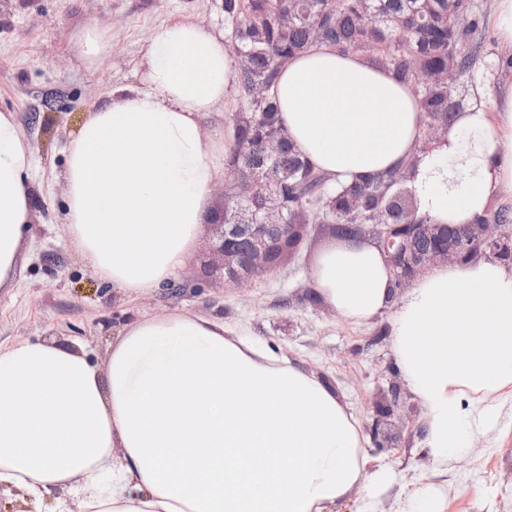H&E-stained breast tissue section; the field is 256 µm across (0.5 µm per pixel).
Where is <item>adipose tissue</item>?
<instances>
[{
	"label": "adipose tissue",
	"mask_w": 512,
	"mask_h": 512,
	"mask_svg": "<svg viewBox=\"0 0 512 512\" xmlns=\"http://www.w3.org/2000/svg\"><path fill=\"white\" fill-rule=\"evenodd\" d=\"M140 85L86 111L67 147L66 222L94 275L135 299L172 279L210 214L224 134L202 120L233 89L222 32L160 28ZM478 95L419 150L409 84L364 56L319 44L291 57L274 91L303 158L338 188L414 162L410 186L435 224H475L512 183V87ZM33 155L0 113V288L16 285L29 232ZM313 288L344 320L391 313L395 365L423 409L434 466L467 455L512 418V266L480 257L437 267L400 303L370 245L320 254ZM395 481L365 448L349 404L297 358L242 326L171 312L126 324L105 366L87 343L0 344V488L53 512H380Z\"/></svg>",
	"instance_id": "1"
}]
</instances>
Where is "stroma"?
<instances>
[{
    "label": "stroma",
    "mask_w": 512,
    "mask_h": 512,
    "mask_svg": "<svg viewBox=\"0 0 512 512\" xmlns=\"http://www.w3.org/2000/svg\"><path fill=\"white\" fill-rule=\"evenodd\" d=\"M175 19L228 29L224 0H0V113H12L35 161L19 285L0 288V342L82 340L102 364L113 336L135 320L177 309L241 321L261 341L303 359L343 394L368 438L367 450H374L372 396L402 382L390 351L392 316L352 325L314 300L311 274L328 244L325 227L312 226L291 263L243 289L222 287L211 277L209 231L201 229L177 275L132 302L93 276L68 232L62 173L69 140L89 106L108 100L113 88L140 82L148 40ZM89 26L112 37V55L96 70L81 65L72 41ZM395 414L401 419L398 446L378 451L397 475L391 495L410 491L416 482H444L446 512H512V424L480 438L468 457L441 474L414 446L421 409L409 390H402Z\"/></svg>",
    "instance_id": "35a3bbf8"
}]
</instances>
